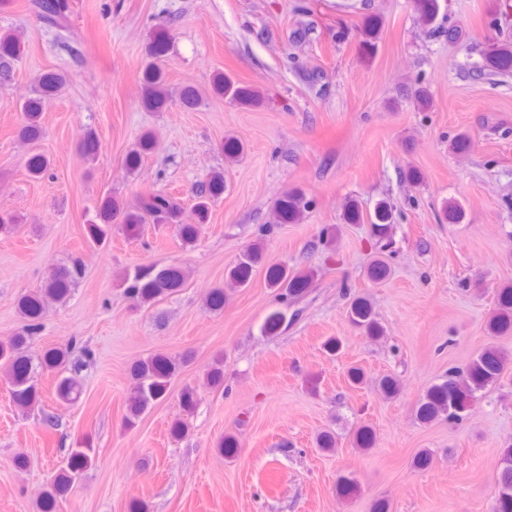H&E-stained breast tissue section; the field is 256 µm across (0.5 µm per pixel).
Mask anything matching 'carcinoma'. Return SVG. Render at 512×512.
I'll use <instances>...</instances> for the list:
<instances>
[{
  "label": "carcinoma",
  "mask_w": 512,
  "mask_h": 512,
  "mask_svg": "<svg viewBox=\"0 0 512 512\" xmlns=\"http://www.w3.org/2000/svg\"><path fill=\"white\" fill-rule=\"evenodd\" d=\"M32 7L41 19L61 30L69 29L68 0H32ZM21 42L10 30H0V77L8 75L10 63L18 57ZM487 63L494 74L512 73V50L502 48L488 57ZM64 76L56 72L42 74L38 81L36 96L26 99L22 104L23 123L18 129L17 137L22 141H35L42 130V115L45 104L50 101L64 86ZM144 92L142 102L150 109H160L168 101L164 84L163 71L152 65L144 71ZM214 91L227 95L230 99L243 103H251L255 99L253 91L238 86L235 82L219 73L213 80ZM154 146L152 134L141 136L139 149L127 158V164L134 168L142 154ZM30 177L40 179L49 170L48 159L40 154L29 156L26 165ZM224 192V175L213 172L208 175L205 193L199 195L195 204L198 215L196 224L177 223L180 207L177 201L160 191L142 193L133 205H125L112 196H106L98 209L96 221L87 225L88 240L93 246H104L111 239L112 226L120 228L130 237L140 235L141 228L147 223L174 224L177 234L185 245L193 244L202 225L207 223L210 199ZM308 208L307 202L298 192H290L276 204V211L286 223L300 221ZM392 211L384 203L374 212L371 221L376 233H384L391 225ZM259 251L256 248L245 251L243 258L229 272L231 285L242 287L251 278L255 265L259 263ZM83 273V263L75 259L71 265L52 271L44 280L40 291L36 294H25L19 299V309L26 324L21 332L6 343H0V363L6 364L10 370L11 395L21 407H27L38 401V392L32 382L29 360L22 354L23 348L29 343L32 335L41 328V318L45 303L49 300L65 301ZM311 273H288L282 267L272 266L266 271V280L271 288L285 291V295L293 297L303 292L309 283ZM124 282L127 292L140 303L154 302L170 293L183 283L181 271L174 267H154L139 269L134 274H125ZM352 320L355 324L375 334L378 332L372 312L368 304L355 300L351 306ZM512 330V286L506 285L499 290L497 310L488 322L489 333L498 336ZM71 347L66 345L48 350L43 357V364L51 370L63 371L71 369L73 374L61 378L56 386L57 398L65 404L75 403L81 394V384L77 367H68ZM512 359L504 353L489 349L481 353L466 370L448 369V376L439 384L433 385L421 397L418 414L423 420H432L439 416L445 417L450 423L463 419L471 407L476 393L489 385L495 384L506 372ZM177 364L167 356L155 355L138 362L132 369L134 381L132 395L128 399V414L124 423L134 424L155 401L161 399L167 390L171 377L176 373ZM95 453L92 444L86 440L78 443L71 450L66 462L61 467L50 487L43 493L40 501L41 512H56L57 502L73 485L82 471L92 466ZM493 512H512V445L505 448L499 462V476L495 489Z\"/></svg>",
  "instance_id": "obj_1"
}]
</instances>
